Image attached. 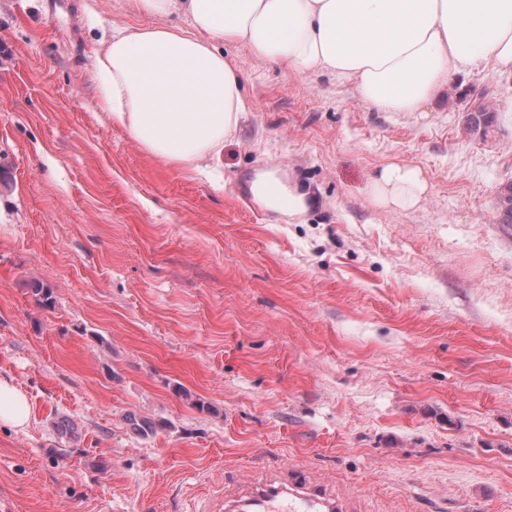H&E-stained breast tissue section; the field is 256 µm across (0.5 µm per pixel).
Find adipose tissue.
Masks as SVG:
<instances>
[{"mask_svg":"<svg viewBox=\"0 0 512 512\" xmlns=\"http://www.w3.org/2000/svg\"><path fill=\"white\" fill-rule=\"evenodd\" d=\"M133 12L178 15L172 27L123 26L100 40L94 72L102 107L148 153L196 166L221 158L248 105L224 45L305 75L351 83L382 112H416L443 97L460 72L492 63L512 74V0H129ZM377 201L416 204L418 170L389 165L372 182ZM255 200L298 216L308 198L276 171L256 174ZM25 393L0 376V424L24 429Z\"/></svg>","mask_w":512,"mask_h":512,"instance_id":"ef3b65f1","label":"adipose tissue"}]
</instances>
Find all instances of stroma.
Wrapping results in <instances>:
<instances>
[{"label":"stroma","instance_id":"35a3bbf8","mask_svg":"<svg viewBox=\"0 0 512 512\" xmlns=\"http://www.w3.org/2000/svg\"><path fill=\"white\" fill-rule=\"evenodd\" d=\"M179 22L0 0V376L32 408L0 425V512H194L225 471L286 466L352 512H512V76L484 65L380 112L225 46L250 110L214 179L112 125L93 74L102 34ZM392 164L420 171L417 204L375 201ZM268 168L304 215L254 200Z\"/></svg>","mask_w":512,"mask_h":512}]
</instances>
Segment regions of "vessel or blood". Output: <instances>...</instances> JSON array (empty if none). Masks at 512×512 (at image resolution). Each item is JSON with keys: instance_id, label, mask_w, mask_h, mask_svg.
I'll return each mask as SVG.
<instances>
[{"instance_id": "b4317fda", "label": "vessel or blood", "mask_w": 512, "mask_h": 512, "mask_svg": "<svg viewBox=\"0 0 512 512\" xmlns=\"http://www.w3.org/2000/svg\"><path fill=\"white\" fill-rule=\"evenodd\" d=\"M224 512H350L324 483L290 473L252 483L234 498L225 499Z\"/></svg>"}]
</instances>
